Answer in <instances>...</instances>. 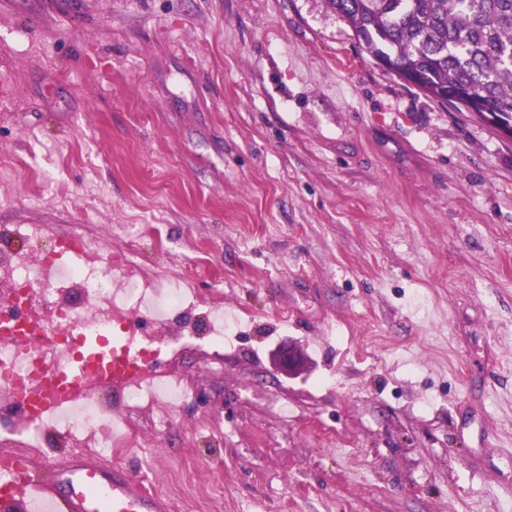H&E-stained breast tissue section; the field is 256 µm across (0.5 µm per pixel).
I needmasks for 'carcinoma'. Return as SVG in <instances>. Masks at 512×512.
Instances as JSON below:
<instances>
[{"instance_id":"cac0c4a2","label":"carcinoma","mask_w":512,"mask_h":512,"mask_svg":"<svg viewBox=\"0 0 512 512\" xmlns=\"http://www.w3.org/2000/svg\"><path fill=\"white\" fill-rule=\"evenodd\" d=\"M371 56L512 114V0H327Z\"/></svg>"}]
</instances>
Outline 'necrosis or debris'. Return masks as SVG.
I'll return each instance as SVG.
<instances>
[{"label":"necrosis or debris","instance_id":"4bbe7bcc","mask_svg":"<svg viewBox=\"0 0 512 512\" xmlns=\"http://www.w3.org/2000/svg\"><path fill=\"white\" fill-rule=\"evenodd\" d=\"M40 247L38 268L19 262L9 266L11 289L0 295V362L9 374L0 373V395L14 398V380L26 374L33 364L50 366V351L64 349L74 336H107L111 323H99L76 312L65 293V285L76 282L84 287V308L101 305L121 317L134 311L139 315L138 332L169 320L183 319L189 307L181 289L157 292L142 283L134 260L136 240L127 237L118 247L103 248L78 232L45 236L34 233ZM121 278V291H113V278ZM112 384L101 381L68 401L54 405L41 418L25 420L0 440V457L32 455L52 441L72 448H85L103 458L117 456L119 449L137 444L133 426L121 435L112 432V405L108 399ZM127 407L149 406L157 411L173 406L186 396L181 380L150 368L141 379L124 389Z\"/></svg>","mask_w":512,"mask_h":512}]
</instances>
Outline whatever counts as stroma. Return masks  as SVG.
Returning a JSON list of instances; mask_svg holds the SVG:
<instances>
[{
    "label": "stroma",
    "instance_id": "stroma-1",
    "mask_svg": "<svg viewBox=\"0 0 512 512\" xmlns=\"http://www.w3.org/2000/svg\"><path fill=\"white\" fill-rule=\"evenodd\" d=\"M1 224L222 298L114 460L174 512H512V140L325 0H0ZM211 323L210 342L217 349L224 348V341L231 334L229 327H224V306L222 303H212L206 314ZM227 335V336H226Z\"/></svg>",
    "mask_w": 512,
    "mask_h": 512
}]
</instances>
